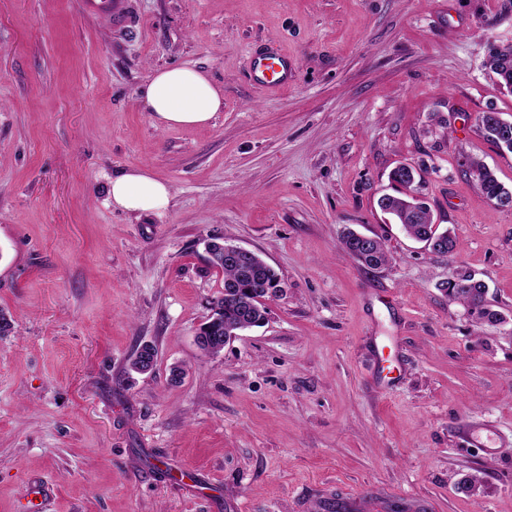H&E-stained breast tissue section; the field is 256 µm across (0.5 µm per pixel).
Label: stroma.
<instances>
[{
    "label": "stroma",
    "mask_w": 512,
    "mask_h": 512,
    "mask_svg": "<svg viewBox=\"0 0 512 512\" xmlns=\"http://www.w3.org/2000/svg\"><path fill=\"white\" fill-rule=\"evenodd\" d=\"M128 10L125 28L77 0H0V512H26L33 480L45 512H512V210L466 172L477 158L512 186V153L478 123L512 120L482 66L488 40L512 42V0ZM268 48L297 68L287 88L250 76ZM185 64L224 106L157 128L139 91ZM402 162L454 255L378 208ZM137 166L170 185L163 217L105 205ZM351 230L383 237L390 264L345 254ZM212 236L282 286L216 355L195 341L224 286ZM464 274L504 324L449 302L440 283Z\"/></svg>",
    "instance_id": "stroma-1"
}]
</instances>
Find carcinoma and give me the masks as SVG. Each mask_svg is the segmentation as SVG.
I'll list each match as a JSON object with an SVG mask.
<instances>
[{
	"label": "carcinoma",
	"instance_id": "obj_1",
	"mask_svg": "<svg viewBox=\"0 0 512 512\" xmlns=\"http://www.w3.org/2000/svg\"><path fill=\"white\" fill-rule=\"evenodd\" d=\"M485 69L501 88L512 94V44L488 45L483 62ZM480 127L488 140L499 148L512 144V128L480 120ZM468 172L477 181L482 194L494 202L512 188L502 184L495 173L479 160L468 162ZM392 192L382 194L377 204L380 210L401 225L404 233L416 240H428L433 234L434 219L431 208L421 196L422 177L416 167L401 164L389 174ZM342 250L363 266L378 269L390 262L384 239L373 235L369 240L348 232L341 240ZM224 293L213 301L212 323L206 326L200 338L201 347L211 353L224 349V331L240 326L257 327L265 320L266 308L257 298L273 290V297L281 292L277 273L264 260L256 256L236 262L224 261ZM465 285L441 284L448 301L462 305L476 323L497 324L503 316L486 305L484 284L472 277L463 278Z\"/></svg>",
	"mask_w": 512,
	"mask_h": 512
}]
</instances>
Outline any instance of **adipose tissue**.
Here are the masks:
<instances>
[{
  "label": "adipose tissue",
  "instance_id": "1",
  "mask_svg": "<svg viewBox=\"0 0 512 512\" xmlns=\"http://www.w3.org/2000/svg\"><path fill=\"white\" fill-rule=\"evenodd\" d=\"M139 95L153 124L161 129L207 125L224 106L221 90L191 65L156 70ZM171 200L170 185L145 167L125 170L108 180L105 203L115 210L160 216Z\"/></svg>",
  "mask_w": 512,
  "mask_h": 512
}]
</instances>
